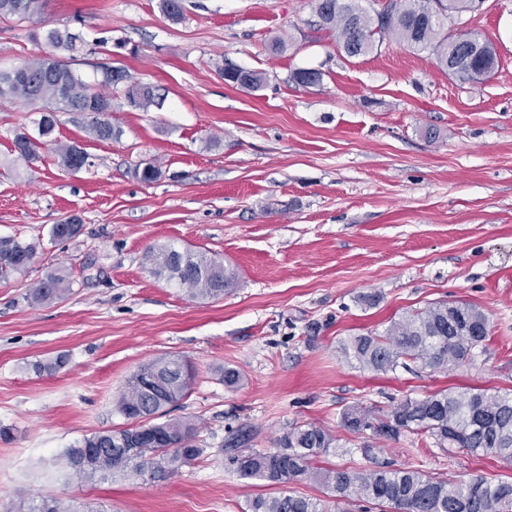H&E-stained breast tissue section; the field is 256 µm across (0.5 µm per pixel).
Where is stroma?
<instances>
[{
    "instance_id": "obj_1",
    "label": "stroma",
    "mask_w": 512,
    "mask_h": 512,
    "mask_svg": "<svg viewBox=\"0 0 512 512\" xmlns=\"http://www.w3.org/2000/svg\"><path fill=\"white\" fill-rule=\"evenodd\" d=\"M50 27L77 34L55 56L83 80L122 66L162 104L143 111L115 94L123 134L112 141L58 113L57 142L87 154L72 171L50 146L19 160L13 138L34 133L40 108L0 103V236L40 243L25 273L0 277V512L38 494L70 512H246L248 497L280 487L239 479L226 445L240 433L245 450H267L309 423L339 440L319 458L325 468L389 463L512 481L493 456L407 432L372 437L369 459L340 426L345 410L442 389L512 393V0L448 21L493 43L498 66L479 83L394 39L347 56L315 0H182L177 20L161 0H42L34 19L0 18V69L37 58ZM276 38L286 43L277 54ZM228 66L266 82L255 92L228 83ZM300 68L320 70L321 84H296ZM143 162L159 168L156 181L134 176ZM73 217L80 234L53 242L52 226ZM169 243L233 264L237 287L201 301L153 277L145 253ZM60 269L68 295L31 304L32 288ZM442 300L490 319L473 364L375 376L345 361L347 338ZM60 355L55 374L36 371ZM164 355L196 370L170 414L196 420L202 455L163 482L74 475L66 448L125 426L117 395ZM227 368L238 387L224 385Z\"/></svg>"
}]
</instances>
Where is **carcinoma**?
I'll use <instances>...</instances> for the list:
<instances>
[{
    "mask_svg": "<svg viewBox=\"0 0 512 512\" xmlns=\"http://www.w3.org/2000/svg\"><path fill=\"white\" fill-rule=\"evenodd\" d=\"M475 0H387L384 7L369 14L356 0H316L321 22L336 30L344 52L350 56L367 53L374 37H393L411 48L429 49L448 75L461 81L479 83L498 67L493 44L474 31L452 34L445 20L452 13L473 10ZM41 0H0V17L19 21L40 14ZM78 36L67 29L50 28L45 43L55 49L72 50ZM11 75L0 72V84L12 81V93L0 101L40 102L52 112H79L89 116V134L101 141L121 136L112 124V88H121L127 104L146 110L157 95L148 84L132 83L127 71L118 66H100L101 78L90 83L71 78L70 68L61 64L53 72L37 69ZM302 86H315L322 72L302 68L293 75ZM224 80L257 91L265 83L264 74L241 68L224 69ZM14 151L26 163L40 159V146L29 136L14 137ZM59 162L66 168L83 166L86 153L78 144L57 146ZM80 232L77 220L55 224L51 238L65 242ZM37 253V244L11 236L0 237V276L24 273ZM191 260L186 272L177 271L175 257ZM145 263L152 275L164 279L191 298L213 300L235 288L239 272L231 264L205 252L173 244L150 249ZM70 277L63 271L47 275L32 289L35 304L62 298L70 290ZM488 317L477 307L462 301H442L413 311L391 323L378 335L351 337L343 346L345 359L356 368L375 374L395 371L408 360L438 372L471 363L489 335ZM192 364L181 357H161L133 375L115 399V410L130 424L110 428L83 438L68 449L64 458L73 472L89 479H107L123 471L163 481L202 453L195 442L197 424L191 418H166L168 407L186 398L195 375L184 376ZM340 424L356 434L396 440L402 433L427 435L440 448H464L490 454L512 464V393H488L477 388L437 391L421 398L407 397L384 410L365 407L342 413ZM338 439L314 424L291 427L278 439V447L230 456L233 472L241 479L285 483L307 479L346 503L366 502L380 512H512V481L491 483L482 477L468 481L445 480L414 467L390 465L368 470H334L313 466L321 455L335 447ZM137 455H129V449ZM18 512H66L51 496H39L22 504ZM246 512H329L319 498L281 492L257 495L247 501Z\"/></svg>",
    "mask_w": 512,
    "mask_h": 512,
    "instance_id": "obj_1",
    "label": "carcinoma"
}]
</instances>
